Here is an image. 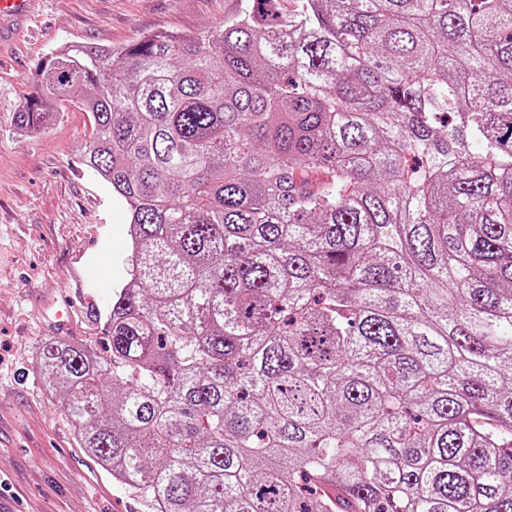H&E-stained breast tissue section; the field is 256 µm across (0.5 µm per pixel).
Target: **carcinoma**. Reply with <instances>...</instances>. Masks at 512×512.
<instances>
[{
    "mask_svg": "<svg viewBox=\"0 0 512 512\" xmlns=\"http://www.w3.org/2000/svg\"><path fill=\"white\" fill-rule=\"evenodd\" d=\"M130 214L103 346L36 363L149 512H512V0H246L78 43Z\"/></svg>",
    "mask_w": 512,
    "mask_h": 512,
    "instance_id": "cac0c4a2",
    "label": "carcinoma"
}]
</instances>
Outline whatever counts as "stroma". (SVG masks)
Masks as SVG:
<instances>
[{
	"label": "stroma",
	"mask_w": 512,
	"mask_h": 512,
	"mask_svg": "<svg viewBox=\"0 0 512 512\" xmlns=\"http://www.w3.org/2000/svg\"><path fill=\"white\" fill-rule=\"evenodd\" d=\"M241 0H37L0 45V499L13 512H148L79 448L62 395L43 388L36 348L51 338L98 341L112 291L127 279L129 214L84 166L89 113L61 103L38 133L13 110L54 49H122L157 31L203 35Z\"/></svg>",
	"instance_id": "1"
}]
</instances>
